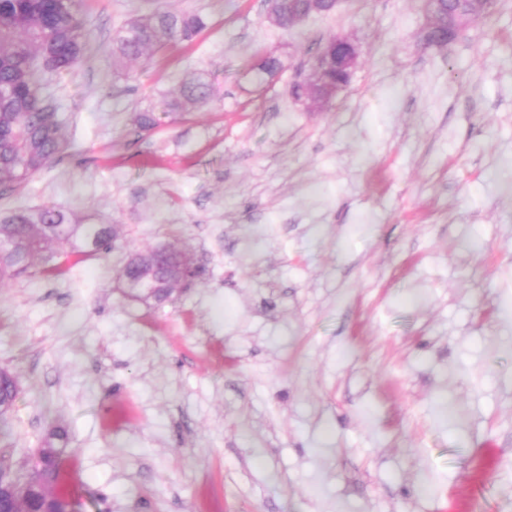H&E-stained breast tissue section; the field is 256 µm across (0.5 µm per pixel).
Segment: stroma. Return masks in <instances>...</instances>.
Here are the masks:
<instances>
[{
	"instance_id": "stroma-1",
	"label": "stroma",
	"mask_w": 512,
	"mask_h": 512,
	"mask_svg": "<svg viewBox=\"0 0 512 512\" xmlns=\"http://www.w3.org/2000/svg\"><path fill=\"white\" fill-rule=\"evenodd\" d=\"M84 4L89 50L49 88L65 144L0 213L122 234L0 287V456L65 426L78 512H512V0L444 49L419 0L290 32L264 0ZM157 9L206 26L114 76L113 34ZM337 36L359 64L307 109L292 87ZM197 72L204 108L134 126ZM174 240L202 278L126 298L129 250ZM17 395V384L13 374L7 369H0V421L11 413Z\"/></svg>"
}]
</instances>
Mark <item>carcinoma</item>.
<instances>
[{
    "label": "carcinoma",
    "instance_id": "1",
    "mask_svg": "<svg viewBox=\"0 0 512 512\" xmlns=\"http://www.w3.org/2000/svg\"><path fill=\"white\" fill-rule=\"evenodd\" d=\"M267 16L288 31V17L306 11L308 0H268ZM205 27L189 13L156 10L131 20L112 37V66L117 74L127 65L175 43L190 41ZM89 30L81 0H0V187L10 190L25 183L54 161L64 142L59 112L47 111V81L70 76L88 51ZM281 63L263 59L255 68L262 83L274 76ZM213 88L201 74L184 81L179 92L165 100L174 114L196 112L212 97ZM117 234L114 224H83L53 207L17 210L0 215V285L29 272L41 263V272L56 275L58 256L83 262L101 256ZM152 279L159 298L172 299L181 280L170 268L156 266L149 250L135 253L126 280ZM17 395L13 374L0 369V421L11 413ZM67 430L56 426L41 441L27 481L0 484V512H67L69 499L51 490L61 473Z\"/></svg>",
    "mask_w": 512,
    "mask_h": 512
}]
</instances>
